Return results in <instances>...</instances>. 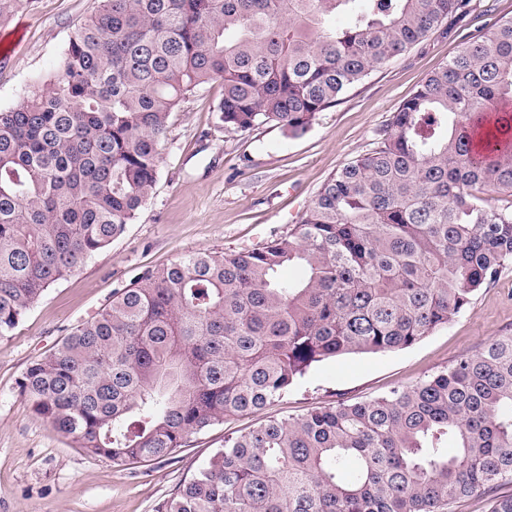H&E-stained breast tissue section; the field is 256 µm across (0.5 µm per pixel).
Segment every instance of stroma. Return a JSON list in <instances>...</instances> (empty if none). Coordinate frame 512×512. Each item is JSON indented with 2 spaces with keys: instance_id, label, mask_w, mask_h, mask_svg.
<instances>
[{
  "instance_id": "stroma-1",
  "label": "stroma",
  "mask_w": 512,
  "mask_h": 512,
  "mask_svg": "<svg viewBox=\"0 0 512 512\" xmlns=\"http://www.w3.org/2000/svg\"><path fill=\"white\" fill-rule=\"evenodd\" d=\"M100 7L101 0H25L0 26V109L17 107L34 84L53 79L70 40ZM498 19H512V0H471L467 15L349 90L299 137L273 125L227 132L218 112L221 82L189 93L171 116L154 192L137 219L78 272L50 285L0 337V512H154L225 438L317 406L386 395L512 336L509 263L448 326L414 346L325 361L263 409L191 435L171 456L127 466L77 447L32 411L18 387L31 362L145 269L199 249L231 253L287 234L326 180L372 148L400 104Z\"/></svg>"
}]
</instances>
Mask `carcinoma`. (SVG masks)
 Returning a JSON list of instances; mask_svg holds the SVG:
<instances>
[{"label":"carcinoma","instance_id":"obj_1","mask_svg":"<svg viewBox=\"0 0 512 512\" xmlns=\"http://www.w3.org/2000/svg\"><path fill=\"white\" fill-rule=\"evenodd\" d=\"M471 0H102L54 79L0 110V337L150 199L172 112L221 81L224 128L296 137ZM345 13L350 22L331 27ZM512 19L472 35L374 146L261 247L147 269L29 365L34 412L117 466L259 410L343 354L409 348L512 260ZM301 265L291 280L282 270ZM456 441L453 453L440 441ZM512 480V336L364 402L225 441L155 512H448Z\"/></svg>","mask_w":512,"mask_h":512}]
</instances>
